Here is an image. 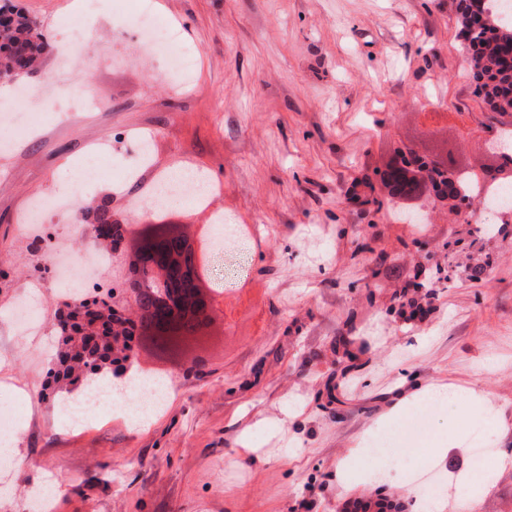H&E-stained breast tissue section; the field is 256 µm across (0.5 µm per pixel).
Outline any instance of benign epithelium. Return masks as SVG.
I'll return each mask as SVG.
<instances>
[{
	"mask_svg": "<svg viewBox=\"0 0 512 512\" xmlns=\"http://www.w3.org/2000/svg\"><path fill=\"white\" fill-rule=\"evenodd\" d=\"M203 264V253L187 249L179 236L158 232L145 241L134 272L112 289L113 313L131 305L150 317L147 329H134L128 361L145 343L159 354H172L214 318L217 295L194 297Z\"/></svg>",
	"mask_w": 512,
	"mask_h": 512,
	"instance_id": "obj_1",
	"label": "benign epithelium"
}]
</instances>
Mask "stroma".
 I'll use <instances>...</instances> for the list:
<instances>
[{"instance_id": "1", "label": "stroma", "mask_w": 512, "mask_h": 512, "mask_svg": "<svg viewBox=\"0 0 512 512\" xmlns=\"http://www.w3.org/2000/svg\"><path fill=\"white\" fill-rule=\"evenodd\" d=\"M52 51L26 85L54 81L74 110L41 113L0 140V406L22 462L0 459V512H41L33 476H63L50 512H349L383 491L416 512L406 464L420 392L478 388L483 409L439 411L431 430L461 434L423 464L443 485L473 462L470 437L489 431L494 481L458 512H512V211L492 233L471 212L380 202L382 157L446 141L477 180L498 165L487 143L512 112L490 111L460 50L457 0H149L154 21L182 35L194 85L159 77L140 53V0H97L81 57L68 59L79 0H13ZM94 79L98 99L85 97ZM151 161L134 176L140 140ZM107 150L98 178L64 208L27 226L32 199L56 200V175ZM188 166L222 185L209 204L153 211L155 178ZM107 204L122 224L169 221L192 230L251 228L241 254L209 263L221 332L145 425L113 418L70 429L45 397L57 320L74 292L42 274L35 238L81 258L95 244L84 207ZM423 317L395 299L414 277ZM362 345L354 368L338 337ZM410 402L391 417L400 394ZM388 436L393 466L367 478L360 450Z\"/></svg>"}]
</instances>
